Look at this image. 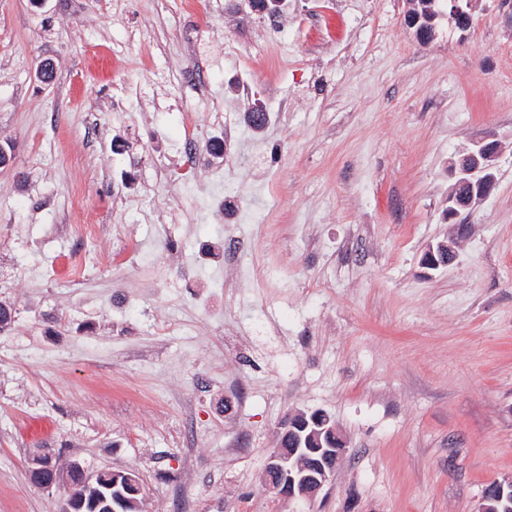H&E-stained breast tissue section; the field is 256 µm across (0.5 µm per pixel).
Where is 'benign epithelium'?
<instances>
[{"label": "benign epithelium", "instance_id": "1", "mask_svg": "<svg viewBox=\"0 0 512 512\" xmlns=\"http://www.w3.org/2000/svg\"><path fill=\"white\" fill-rule=\"evenodd\" d=\"M452 15L463 23L462 30H467L472 21L475 0H452ZM499 156V142L492 135L473 142L454 165L455 183L453 193L448 197V214L459 216L469 210L475 200V189L469 182L473 165L483 166L487 173L482 193H489L495 185V170ZM455 251L449 244L430 246L424 254L425 266L436 269L441 265L453 263ZM335 438L336 447L325 449L326 460L313 466L307 464L301 448H286L277 443V448L270 456L266 466L268 487L283 499H310L314 497L334 476L336 467L346 452V443L336 426L329 428ZM80 486L71 484L68 472L53 463L50 456L37 454L32 458L30 477L46 488L62 487L66 491L61 512H75L79 499L78 488L85 490L99 482V475L81 470ZM512 503V479L498 482L494 488L483 493L478 512H498L497 506Z\"/></svg>", "mask_w": 512, "mask_h": 512}]
</instances>
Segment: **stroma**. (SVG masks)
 I'll return each instance as SVG.
<instances>
[{"mask_svg": "<svg viewBox=\"0 0 512 512\" xmlns=\"http://www.w3.org/2000/svg\"><path fill=\"white\" fill-rule=\"evenodd\" d=\"M235 2L0 0V512H58L40 452L135 473L143 512H477L512 478V0L425 46L405 0L275 22ZM486 133L495 186L450 220L452 163ZM91 215L92 246L69 231ZM440 242L455 263L425 269ZM297 412L348 452L290 503L263 477Z\"/></svg>", "mask_w": 512, "mask_h": 512, "instance_id": "1", "label": "stroma"}]
</instances>
